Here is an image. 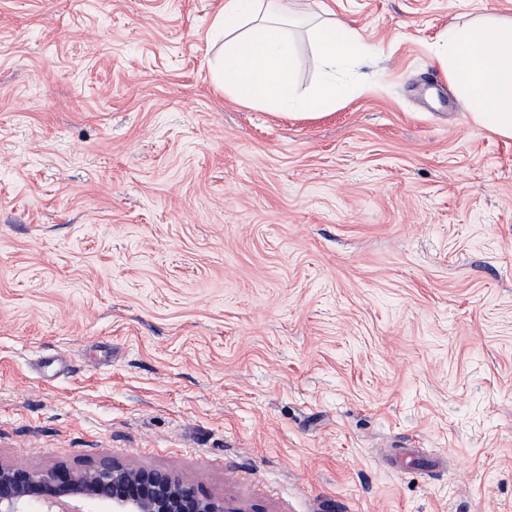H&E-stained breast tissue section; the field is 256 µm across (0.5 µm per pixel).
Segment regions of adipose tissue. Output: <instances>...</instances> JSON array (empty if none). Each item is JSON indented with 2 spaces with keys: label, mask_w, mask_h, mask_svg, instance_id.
Returning <instances> with one entry per match:
<instances>
[{
  "label": "adipose tissue",
  "mask_w": 512,
  "mask_h": 512,
  "mask_svg": "<svg viewBox=\"0 0 512 512\" xmlns=\"http://www.w3.org/2000/svg\"><path fill=\"white\" fill-rule=\"evenodd\" d=\"M300 0H224L213 27L223 33L219 76L239 103L294 111H326L346 96L343 71L376 56L361 32L340 21L312 33L321 77L314 94L294 89V57L285 26L300 16ZM448 79L473 121L512 139V16L484 14L451 26L435 47Z\"/></svg>",
  "instance_id": "ef3b65f1"
}]
</instances>
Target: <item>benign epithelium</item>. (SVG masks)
Returning a JSON list of instances; mask_svg holds the SVG:
<instances>
[{
  "mask_svg": "<svg viewBox=\"0 0 512 512\" xmlns=\"http://www.w3.org/2000/svg\"><path fill=\"white\" fill-rule=\"evenodd\" d=\"M100 506L105 512H231L189 480L112 458L75 471L0 462V512H99Z\"/></svg>",
  "mask_w": 512,
  "mask_h": 512,
  "instance_id": "benign-epithelium-1",
  "label": "benign epithelium"
}]
</instances>
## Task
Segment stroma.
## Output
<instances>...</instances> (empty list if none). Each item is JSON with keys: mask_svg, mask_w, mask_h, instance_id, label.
Returning <instances> with one entry per match:
<instances>
[{"mask_svg": "<svg viewBox=\"0 0 512 512\" xmlns=\"http://www.w3.org/2000/svg\"><path fill=\"white\" fill-rule=\"evenodd\" d=\"M224 0H0V460L236 512H512V139L431 49L512 0H308L378 47L234 101Z\"/></svg>", "mask_w": 512, "mask_h": 512, "instance_id": "stroma-1", "label": "stroma"}]
</instances>
